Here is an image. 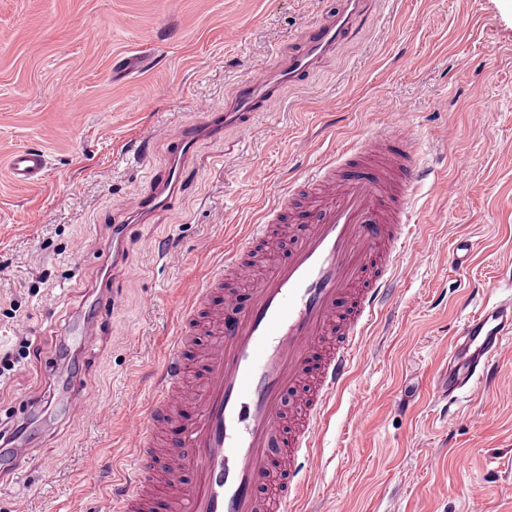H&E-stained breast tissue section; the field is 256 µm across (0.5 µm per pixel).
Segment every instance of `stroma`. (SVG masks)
<instances>
[{
  "mask_svg": "<svg viewBox=\"0 0 512 512\" xmlns=\"http://www.w3.org/2000/svg\"><path fill=\"white\" fill-rule=\"evenodd\" d=\"M331 0H0V357L28 339L29 354L0 377V423L52 400L44 365L75 368L106 408L46 435L18 476L0 481V512H99L114 467L129 453L126 416L148 401L174 336L184 288L205 279L242 232L273 207L288 181L376 125L383 97L408 114L429 178L413 220L436 252L402 256L392 305L376 319L354 372L338 390L316 439L320 469L297 512H512V364L489 393L450 408L446 353L465 319L512 297V0H364L347 39L306 82L287 86L258 114L251 135L203 134L185 158L179 205L133 225V280L97 347L60 362L63 331L100 282L95 259L106 227L133 216L168 159L156 126L196 123L198 102L226 105L240 81L278 69L303 48ZM334 101L333 110L320 108ZM490 100L494 111L477 106ZM42 149L43 184L14 182L12 152ZM251 154L249 167L236 164ZM467 190L450 196L433 181ZM466 266L451 262L461 239ZM169 243L179 262L161 258ZM15 317H8V310ZM31 326L28 336L17 322ZM371 403L364 432L346 418ZM101 463L85 474L87 454ZM336 487L335 499L321 486Z\"/></svg>",
  "mask_w": 512,
  "mask_h": 512,
  "instance_id": "stroma-1",
  "label": "stroma"
}]
</instances>
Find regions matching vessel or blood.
<instances>
[{"mask_svg":"<svg viewBox=\"0 0 512 512\" xmlns=\"http://www.w3.org/2000/svg\"><path fill=\"white\" fill-rule=\"evenodd\" d=\"M362 0H337L333 19L311 27L306 48L286 67L240 83L232 109H198L212 128L251 129L254 115L279 87L304 83L317 61L343 42ZM376 128L325 159L315 172L288 183L277 207L248 225L220 267L186 290V306L145 409L130 413L131 450L122 477L113 480L111 512H154L156 467L166 476L190 473L169 495L170 512H291L307 478L316 473L315 441L336 392L350 377L367 329L396 290V258L432 251L433 238L410 230L412 195L425 179L415 157L411 122L396 120L378 99ZM152 138L169 148L154 191L139 203L136 220L173 208L183 193V166L198 136L194 124L158 126ZM47 157L13 152L15 182L37 186ZM129 226L111 224V247L98 258L101 292L70 325L69 344L91 349L102 336L101 316L120 298L109 275L138 277L123 261ZM291 237L285 259L256 267L251 254ZM199 345L204 374L191 380L186 350ZM512 359V301L466 320L448 352L445 399L484 392L496 365ZM60 419L104 416L80 377L57 383ZM298 424L287 431L285 405ZM38 437L28 428L0 445V476L14 475Z\"/></svg>","mask_w":512,"mask_h":512,"instance_id":"vessel-or-blood-1","label":"vessel or blood"}]
</instances>
